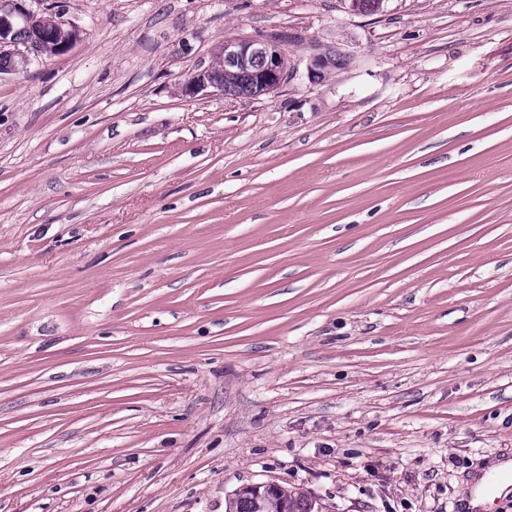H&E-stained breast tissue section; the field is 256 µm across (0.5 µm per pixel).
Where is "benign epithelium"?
I'll return each instance as SVG.
<instances>
[{"mask_svg":"<svg viewBox=\"0 0 512 512\" xmlns=\"http://www.w3.org/2000/svg\"><path fill=\"white\" fill-rule=\"evenodd\" d=\"M11 8H0V75L20 71L32 58L58 55L70 50L79 40L80 32L63 19L59 11L47 9L34 12L24 6L25 0H9ZM286 38L274 36L233 37L221 43L217 56L222 68L199 70L188 77L184 90L195 95L207 89L224 91V72L236 69L260 85L264 93L279 90L297 76V68L286 64ZM352 55L340 46L315 49L307 66V77L315 82L325 70L336 66V60L350 62ZM281 485L275 481L248 483L234 491L232 497H275Z\"/></svg>","mask_w":512,"mask_h":512,"instance_id":"obj_1","label":"benign epithelium"}]
</instances>
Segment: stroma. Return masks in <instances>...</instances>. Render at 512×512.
Listing matches in <instances>:
<instances>
[{"label": "stroma", "instance_id": "1", "mask_svg": "<svg viewBox=\"0 0 512 512\" xmlns=\"http://www.w3.org/2000/svg\"><path fill=\"white\" fill-rule=\"evenodd\" d=\"M0 76V512H464L512 460V0H55ZM351 63L190 97L224 39ZM25 1L6 0L12 4L6 12L0 4V76L17 73L31 57L65 53L79 40V30L61 12H34L24 6ZM351 58L352 55L340 46L329 47L324 51L315 48L307 66V77L312 82L318 81L325 70L336 68V59L348 63ZM510 466L512 470V463L509 461L498 462L490 468V472L486 476L481 477L479 480L473 481L470 491L467 497L463 500L466 503V509L471 510L481 509L487 502V485L490 477L494 475H502L510 472ZM280 488L281 485L275 481L244 484L236 489L230 498L234 500L236 497H241L232 502L234 509L232 512H280V502L277 499L267 501L261 511L255 500L250 498L252 495L256 499L279 496ZM245 495L249 497H242ZM281 494L288 499V503H283L281 512H314L317 509V502L313 505L310 496L295 487L282 485Z\"/></svg>", "mask_w": 512, "mask_h": 512}]
</instances>
